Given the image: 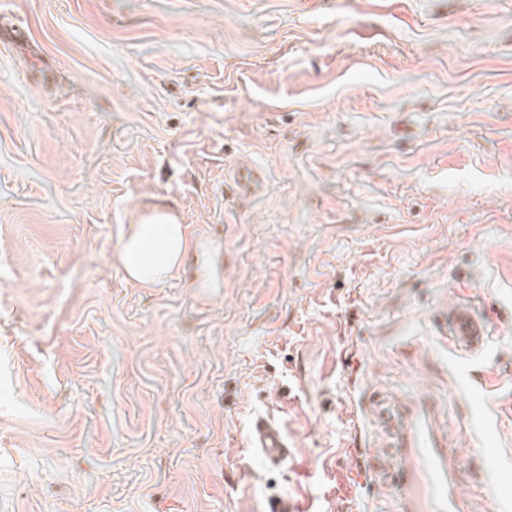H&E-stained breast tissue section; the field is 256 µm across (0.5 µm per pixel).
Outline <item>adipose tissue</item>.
<instances>
[{
    "mask_svg": "<svg viewBox=\"0 0 512 512\" xmlns=\"http://www.w3.org/2000/svg\"><path fill=\"white\" fill-rule=\"evenodd\" d=\"M190 250L186 225L156 210L128 226L114 260L129 282L149 288L178 276Z\"/></svg>",
    "mask_w": 512,
    "mask_h": 512,
    "instance_id": "obj_1",
    "label": "adipose tissue"
}]
</instances>
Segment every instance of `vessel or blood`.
<instances>
[{"instance_id": "1", "label": "vessel or blood", "mask_w": 512, "mask_h": 512, "mask_svg": "<svg viewBox=\"0 0 512 512\" xmlns=\"http://www.w3.org/2000/svg\"><path fill=\"white\" fill-rule=\"evenodd\" d=\"M226 176L243 195L256 193L264 182L263 171L245 161L227 170ZM441 320L454 350L468 353L482 345L486 325L471 309L450 306ZM247 442L265 465L282 467L292 457L281 427L265 417L253 419ZM398 445L401 456L394 478L403 512H465L457 481V458L437 436L435 411L425 406L411 410L402 421Z\"/></svg>"}]
</instances>
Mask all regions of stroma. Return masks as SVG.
I'll use <instances>...</instances> for the list:
<instances>
[{
  "instance_id": "stroma-1",
  "label": "stroma",
  "mask_w": 512,
  "mask_h": 512,
  "mask_svg": "<svg viewBox=\"0 0 512 512\" xmlns=\"http://www.w3.org/2000/svg\"><path fill=\"white\" fill-rule=\"evenodd\" d=\"M264 172L242 196L224 170ZM173 210L152 288L113 254ZM488 326L439 338L444 308ZM430 399L512 469V0H0V512H401ZM271 414L293 452L247 445ZM191 246L187 224L165 210H154L138 224H128L114 260L129 282L151 288L179 275ZM442 322L448 325L440 334L448 339L454 350L469 353L482 345L486 325L471 309L462 305H452L441 315L440 323Z\"/></svg>"
}]
</instances>
